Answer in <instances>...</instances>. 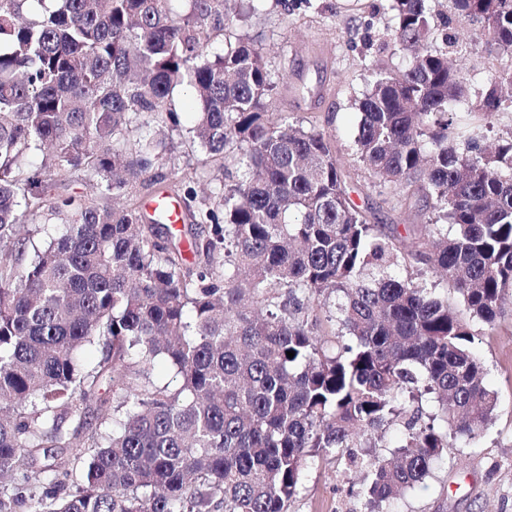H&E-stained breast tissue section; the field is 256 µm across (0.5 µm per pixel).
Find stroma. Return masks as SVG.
<instances>
[{"label":"stroma","mask_w":512,"mask_h":512,"mask_svg":"<svg viewBox=\"0 0 512 512\" xmlns=\"http://www.w3.org/2000/svg\"><path fill=\"white\" fill-rule=\"evenodd\" d=\"M448 20L449 33L469 69V88L479 92L486 79L506 63L487 44L477 20L459 19L452 0H429ZM389 0H302L283 9L262 0L239 29L260 48L277 84L279 117L317 127L336 148L348 174L350 197L375 224H425L417 183L378 191L354 143L360 115L354 103L379 71L398 72L406 56L386 35L393 25ZM166 171L187 177L198 199L233 186L239 172L233 159L204 162L190 148L185 127L168 130ZM474 348L486 369L488 385L499 397L495 420L476 442H455L423 483L390 504L392 512H512V293H506L494 327H480ZM363 470L309 462L288 512H364Z\"/></svg>","instance_id":"35a3bbf8"}]
</instances>
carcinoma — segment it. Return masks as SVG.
I'll return each instance as SVG.
<instances>
[{
  "mask_svg": "<svg viewBox=\"0 0 512 512\" xmlns=\"http://www.w3.org/2000/svg\"><path fill=\"white\" fill-rule=\"evenodd\" d=\"M177 2L0 0V248L23 254L18 225L47 211L62 226L28 264L0 257V512H288L314 456L366 469L367 510L386 512L494 420L471 344L512 289V135L452 127L465 65L433 47L448 34L428 0H390L408 63L356 103L355 144L375 187L425 175L435 221L387 232L352 203L331 139L274 119L277 85L237 34L254 2ZM453 6L512 54V0ZM509 108L512 67L470 111ZM182 111L190 146L241 171L198 211L211 237L184 247L131 192L190 208L161 164ZM65 170L100 198L51 197ZM407 264L461 307L399 278ZM390 429L391 456L366 452ZM83 433L89 452L62 456Z\"/></svg>",
  "mask_w": 512,
  "mask_h": 512,
  "instance_id": "cac0c4a2",
  "label": "carcinoma"
}]
</instances>
